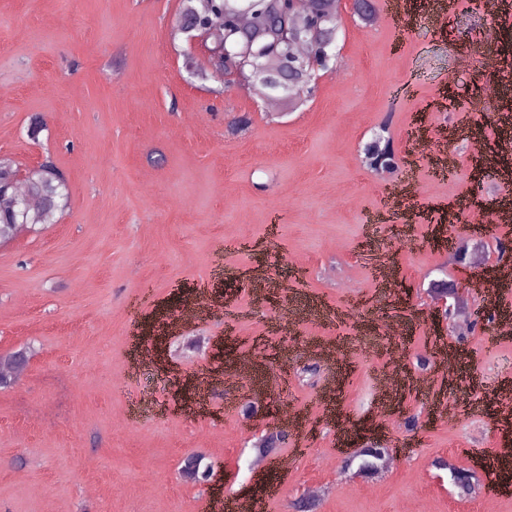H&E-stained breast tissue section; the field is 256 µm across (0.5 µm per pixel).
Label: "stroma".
Masks as SVG:
<instances>
[{
  "mask_svg": "<svg viewBox=\"0 0 512 512\" xmlns=\"http://www.w3.org/2000/svg\"><path fill=\"white\" fill-rule=\"evenodd\" d=\"M181 0H0V155L22 169L51 158L67 206L0 246V357L28 347L22 378L0 389V512H297L310 485L317 512H482L459 497L435 459L478 471L496 487L492 512H512V338L486 346L484 330L439 321L426 292L446 279L470 308L497 291L495 242L512 228V157L474 170L469 142L512 133L497 113L512 101V0L484 42L470 0L460 29L416 19L399 37L387 16L368 26L339 10V68L311 98L274 118L267 97L201 78L200 41L176 34ZM502 62L491 74L480 63ZM453 92L455 110L440 108ZM252 125L233 134L231 121ZM39 121L43 129L30 138ZM386 126L401 156V213L388 215L382 178L361 147ZM483 249L466 268L445 264L449 235ZM398 291L376 288L375 262ZM280 288L256 291L255 267ZM228 302L188 324L200 289ZM293 308L295 327L279 323ZM401 323L383 335L379 318ZM220 336L224 353L194 351ZM459 352L453 385L405 388L393 412L415 417L416 438L373 404L375 375L403 343L419 372L432 338ZM265 350L252 372L225 373ZM341 349L324 360L323 348ZM312 365V382L297 372ZM335 387L323 399L321 387ZM301 411L299 432L275 447L288 470L257 471L254 445L276 417L247 421L227 402L260 397ZM397 453L392 469L363 479L345 467L365 438ZM198 455L221 489L213 497L182 469Z\"/></svg>",
  "mask_w": 512,
  "mask_h": 512,
  "instance_id": "1",
  "label": "stroma"
}]
</instances>
